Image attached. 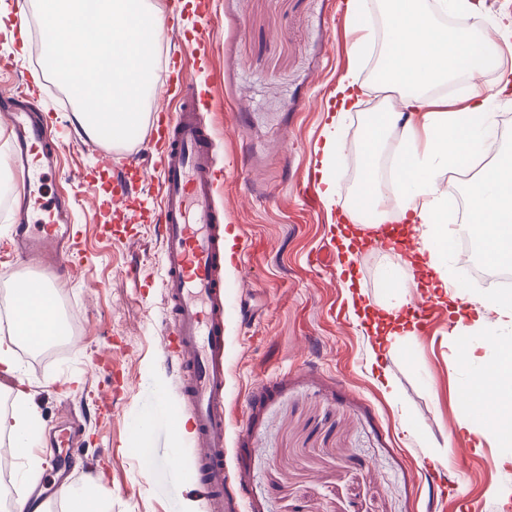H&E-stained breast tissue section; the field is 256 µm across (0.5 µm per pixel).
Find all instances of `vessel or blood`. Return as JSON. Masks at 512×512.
<instances>
[{
    "mask_svg": "<svg viewBox=\"0 0 512 512\" xmlns=\"http://www.w3.org/2000/svg\"><path fill=\"white\" fill-rule=\"evenodd\" d=\"M167 93L173 107L149 137L158 148L160 170L156 232L163 274L158 286L168 302L162 348L182 382L176 399L160 394L155 401L172 420L188 418L187 445L194 453L198 489L210 512H224L225 286L237 251L229 245L224 205L217 199L223 171L213 155L209 100L184 80L179 68L171 71ZM7 110L14 143L10 164L19 180L9 201L14 248L36 263L34 275L16 286L24 296L49 294L72 248L67 202L45 198L40 191L58 147L32 103L18 96Z\"/></svg>",
    "mask_w": 512,
    "mask_h": 512,
    "instance_id": "vessel-or-blood-1",
    "label": "vessel or blood"
}]
</instances>
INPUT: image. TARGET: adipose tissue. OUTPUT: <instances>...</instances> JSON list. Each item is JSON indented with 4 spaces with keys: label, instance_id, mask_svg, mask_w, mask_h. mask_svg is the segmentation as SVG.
Returning a JSON list of instances; mask_svg holds the SVG:
<instances>
[{
    "label": "adipose tissue",
    "instance_id": "ef3b65f1",
    "mask_svg": "<svg viewBox=\"0 0 512 512\" xmlns=\"http://www.w3.org/2000/svg\"><path fill=\"white\" fill-rule=\"evenodd\" d=\"M440 9H451L453 26H440L421 0H391L385 28L382 58L383 86L397 88L398 105L375 113L365 123L361 139L363 176L347 214L361 230L378 233L383 251L395 252L396 233H381L391 219L409 224L418 240L415 253L401 258L387 274L396 289L383 310L389 318L385 341L397 346L411 331L400 311L407 289L416 287L413 268L425 260L431 271L429 286L448 302L449 313L467 334L464 362L474 377L487 386L486 392L463 391L479 420L470 424L471 433L501 447V462L512 465V294L493 293L477 300L452 273L450 243L458 228L448 222L450 193L442 181L446 173L467 167L483 153L492 135L490 106L494 99L512 98V83L504 82L495 95H487L480 76L487 65L486 37L470 36L462 20L471 10L470 0H434ZM466 77L470 91L464 109L451 107L447 98L430 94V87L457 77ZM361 69L352 64L336 88V112L323 133L320 148L322 188L320 197L334 207L333 171L345 148L342 119L349 104L361 91ZM400 130V147L393 157L391 196L379 187V148L386 134ZM471 221L477 227L482 249L491 264L512 267V157L486 168L473 184L469 196ZM13 316L10 333L39 345L54 335L57 306L51 297L18 296L9 290ZM40 416L26 399H19L11 413H0V434L9 435L26 464L22 479L33 481L41 473L40 461L29 447L38 436Z\"/></svg>",
    "mask_w": 512,
    "mask_h": 512
}]
</instances>
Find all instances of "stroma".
<instances>
[{"mask_svg": "<svg viewBox=\"0 0 512 512\" xmlns=\"http://www.w3.org/2000/svg\"><path fill=\"white\" fill-rule=\"evenodd\" d=\"M212 2L205 13L184 0L177 33L156 47L155 75L163 77L171 57L188 58V81L208 96L224 163V213L243 246V271L226 288L225 442L228 476L244 501H226L224 512H512V494H496L512 491L502 448L485 441L464 453L455 442L465 432L458 393L469 371L447 307L434 304L430 322H417L402 344L380 347L355 320L348 296L379 310L389 295L382 267L398 256L362 249L354 284L345 287L326 208L296 194L318 160L331 95L352 61L347 0ZM475 2L473 31L494 38L498 65L512 70V0ZM368 8L374 39L361 57L365 89L343 120L350 148L366 115L399 98L373 83L383 20L378 0ZM9 55L15 68L0 72V91L29 83L58 138L60 159L45 191L66 190L72 201L80 252L62 294L79 328L68 345L18 352L24 386H0V411L11 410L21 391L36 406L45 471L51 434L79 418L77 453L86 464L70 479L100 485L107 512H208L185 436L158 420L142 442L150 465L132 452L134 426L178 380L160 348L165 302L155 288L135 293L130 279L134 268L151 279L160 274L153 147L142 145L127 165L129 199L113 207L111 166L124 163V148L80 134L69 91L43 74L32 53L15 54L0 39V57ZM16 185L9 163L0 164V307L30 272L5 260ZM430 438L437 446L428 450ZM173 448L182 451L177 466L168 461ZM459 463L469 474L462 503L450 492Z\"/></svg>", "mask_w": 512, "mask_h": 512, "instance_id": "1", "label": "stroma"}]
</instances>
